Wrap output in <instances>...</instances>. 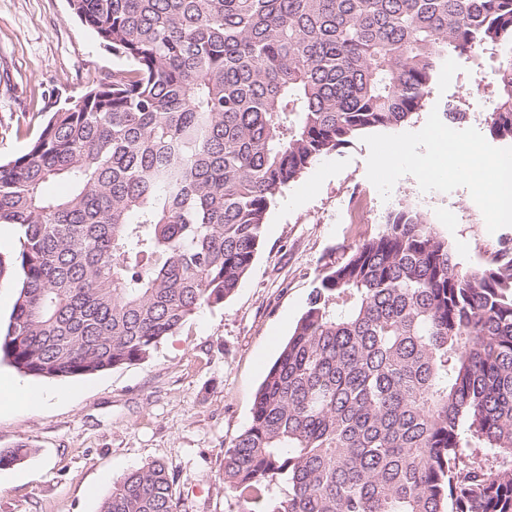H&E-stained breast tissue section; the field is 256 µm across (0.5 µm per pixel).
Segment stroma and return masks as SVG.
Here are the masks:
<instances>
[{"label":"stroma","mask_w":512,"mask_h":512,"mask_svg":"<svg viewBox=\"0 0 512 512\" xmlns=\"http://www.w3.org/2000/svg\"><path fill=\"white\" fill-rule=\"evenodd\" d=\"M73 16L68 0H0V159L23 152L49 112L126 67ZM468 60L449 58L422 110L323 157L272 204L261 246L235 293L165 338L145 361L90 376L22 378L38 400L0 410V449L28 445L0 468V512H100L131 470L159 461L176 478L181 512H237L224 493V449L248 425L257 390L305 311L325 262L418 209L463 266L512 247V221L468 177L415 178L384 167L394 140L412 145L445 125L447 102L468 117L449 142L512 157L490 136L486 95Z\"/></svg>","instance_id":"35a3bbf8"}]
</instances>
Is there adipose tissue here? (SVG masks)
Returning <instances> with one entry per match:
<instances>
[{
	"label": "adipose tissue",
	"mask_w": 512,
	"mask_h": 512,
	"mask_svg": "<svg viewBox=\"0 0 512 512\" xmlns=\"http://www.w3.org/2000/svg\"><path fill=\"white\" fill-rule=\"evenodd\" d=\"M404 159L410 160L412 167L427 178L434 177L444 170L473 176L485 169L496 170V180L480 182L479 187L492 198L499 217L505 221H512V198L502 189L503 184L512 178V170L501 167L498 160L476 156L433 135L427 138L425 152L417 153L409 146L397 144L383 154L381 162L393 165Z\"/></svg>",
	"instance_id": "adipose-tissue-1"
}]
</instances>
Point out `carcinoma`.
<instances>
[{"label": "carcinoma", "mask_w": 512, "mask_h": 512, "mask_svg": "<svg viewBox=\"0 0 512 512\" xmlns=\"http://www.w3.org/2000/svg\"><path fill=\"white\" fill-rule=\"evenodd\" d=\"M129 68L0 163L18 293L0 361L46 379L142 361L252 266L277 194L419 112L448 57L496 58L512 0H69ZM62 182L66 194L49 191ZM26 448L0 449V468ZM153 462L101 512H179ZM238 512H512V257L464 268L416 209L324 264L224 449Z\"/></svg>", "instance_id": "1"}]
</instances>
